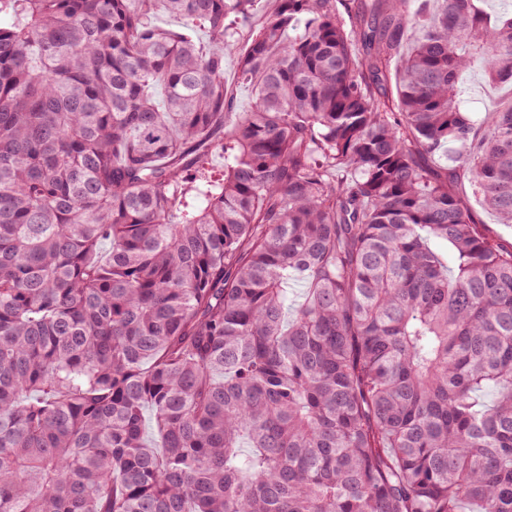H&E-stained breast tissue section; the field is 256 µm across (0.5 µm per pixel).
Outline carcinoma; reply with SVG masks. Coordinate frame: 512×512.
I'll use <instances>...</instances> for the list:
<instances>
[{
	"mask_svg": "<svg viewBox=\"0 0 512 512\" xmlns=\"http://www.w3.org/2000/svg\"><path fill=\"white\" fill-rule=\"evenodd\" d=\"M434 2L0 0V512H512V15ZM237 53L227 54L224 58V81L232 90L237 112L245 111L251 102V90L237 78ZM464 83L466 87H468L472 94L469 98V101L464 105L465 112H469V115L472 121L476 124L479 129V135L485 137L488 132L483 127L482 119L485 114V109L487 107L501 106L505 107L511 104V100H492L485 96L484 90L486 88H490L486 86L483 82V77L481 71L476 68L473 71L469 72L465 78ZM453 186L457 192L471 198L473 205L478 212V216L484 223L488 234L505 246L512 245V225L498 224L497 219L493 214L482 209L474 202L467 176L460 172V175L458 174V178L454 182Z\"/></svg>",
	"mask_w": 512,
	"mask_h": 512,
	"instance_id": "1",
	"label": "carcinoma"
}]
</instances>
